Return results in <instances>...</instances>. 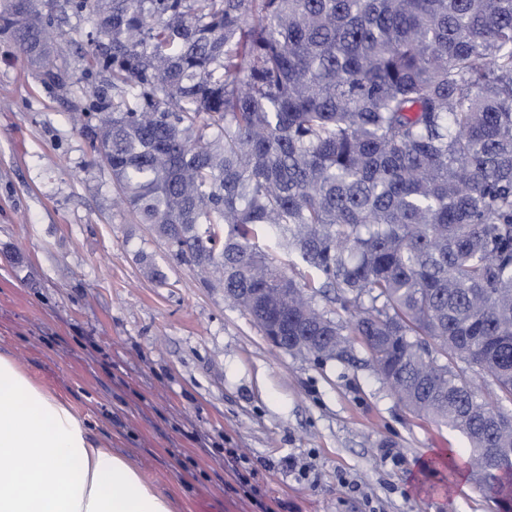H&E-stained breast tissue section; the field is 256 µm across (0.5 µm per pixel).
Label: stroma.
Segmentation results:
<instances>
[{"mask_svg": "<svg viewBox=\"0 0 512 512\" xmlns=\"http://www.w3.org/2000/svg\"><path fill=\"white\" fill-rule=\"evenodd\" d=\"M55 18L57 84L0 34V350L64 395L92 435L169 495L175 512H498L464 439L411 415L374 371L276 351L224 291L164 261L148 225L114 206L75 121L88 19ZM247 459L236 479L233 454Z\"/></svg>", "mask_w": 512, "mask_h": 512, "instance_id": "stroma-1", "label": "stroma"}]
</instances>
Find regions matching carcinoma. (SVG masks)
Listing matches in <instances>:
<instances>
[{"label": "carcinoma", "mask_w": 512, "mask_h": 512, "mask_svg": "<svg viewBox=\"0 0 512 512\" xmlns=\"http://www.w3.org/2000/svg\"><path fill=\"white\" fill-rule=\"evenodd\" d=\"M23 3L0 34L58 83L54 19ZM68 3L106 74L79 115L94 161L166 262L259 328L271 288L288 335L336 337L301 358L360 337L512 512V0Z\"/></svg>", "instance_id": "1"}]
</instances>
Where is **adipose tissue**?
Instances as JSON below:
<instances>
[{
    "mask_svg": "<svg viewBox=\"0 0 512 512\" xmlns=\"http://www.w3.org/2000/svg\"><path fill=\"white\" fill-rule=\"evenodd\" d=\"M0 512H172V502L0 352Z\"/></svg>",
    "mask_w": 512,
    "mask_h": 512,
    "instance_id": "ef3b65f1",
    "label": "adipose tissue"
}]
</instances>
